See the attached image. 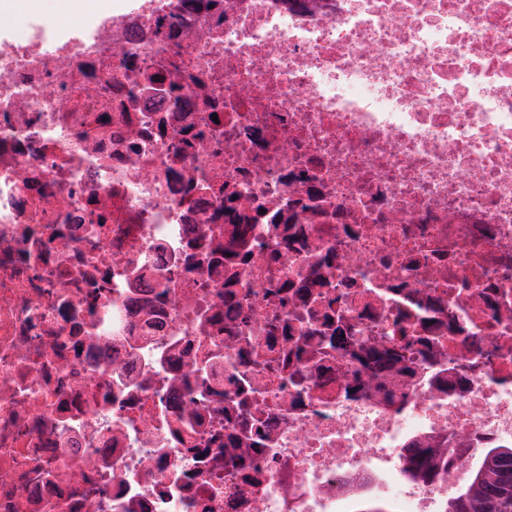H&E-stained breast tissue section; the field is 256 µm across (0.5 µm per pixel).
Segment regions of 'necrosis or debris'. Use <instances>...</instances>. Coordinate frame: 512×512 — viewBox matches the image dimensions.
<instances>
[{
	"label": "necrosis or debris",
	"mask_w": 512,
	"mask_h": 512,
	"mask_svg": "<svg viewBox=\"0 0 512 512\" xmlns=\"http://www.w3.org/2000/svg\"><path fill=\"white\" fill-rule=\"evenodd\" d=\"M506 445L512 0L0 22V512H441Z\"/></svg>",
	"instance_id": "necrosis-or-debris-1"
}]
</instances>
